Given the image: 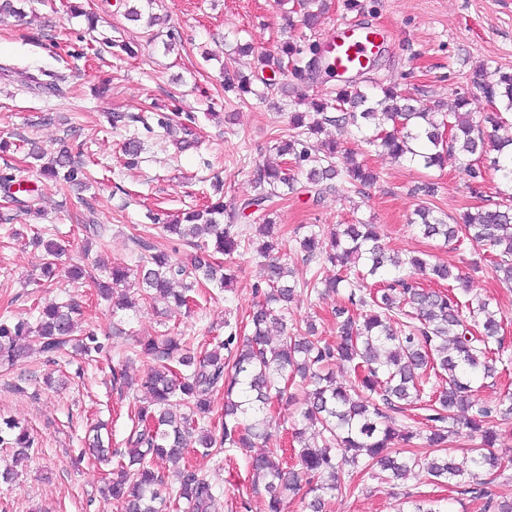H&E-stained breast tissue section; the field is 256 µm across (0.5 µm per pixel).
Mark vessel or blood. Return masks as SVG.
<instances>
[{
  "label": "vessel or blood",
  "mask_w": 512,
  "mask_h": 512,
  "mask_svg": "<svg viewBox=\"0 0 512 512\" xmlns=\"http://www.w3.org/2000/svg\"><path fill=\"white\" fill-rule=\"evenodd\" d=\"M329 66L338 82L364 71L382 48V34L369 25L348 19L333 28L326 39Z\"/></svg>",
  "instance_id": "obj_1"
}]
</instances>
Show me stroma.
<instances>
[{
  "label": "stroma",
  "mask_w": 512,
  "mask_h": 512,
  "mask_svg": "<svg viewBox=\"0 0 512 512\" xmlns=\"http://www.w3.org/2000/svg\"><path fill=\"white\" fill-rule=\"evenodd\" d=\"M329 10L316 31L304 28L301 16L278 6L277 0H155L153 11L166 17V31L176 46L165 51L144 23L128 21L122 0H26L25 14L0 21V171L9 169L21 192L0 188V320H34L36 306L72 300L82 311V326L108 338L109 357L87 361L63 354L46 362L30 353L9 370L0 368V414L18 419L39 444L37 452L8 483L0 481V512H117L100 494L103 465L84 455L85 436L92 425L105 422L112 448L125 445L131 418L145 396L139 383L148 373V359L134 352L138 337L182 334L198 348L223 336L225 322L246 326L260 282V240L254 230L261 213L249 216L245 240L224 267L231 276L226 288L197 286L190 309L166 299L147 300L131 311L113 312L97 296L92 277L102 266L136 268L141 254L134 240L148 238L166 246L161 225L199 210L214 199L213 182L224 186L231 204L253 192L257 164L275 161L277 141L291 134L290 115L310 112L320 98L336 95L337 84L325 71L299 82L285 76L287 92L239 98L224 89L225 71L250 73L253 57L238 55L237 44L275 52L288 38L322 41L328 30L348 17L346 0H328ZM356 13L387 35L384 52L373 62L371 78L398 84L430 112L449 111L459 92L471 93L470 109L483 119L491 107L475 93L476 73L483 68L512 69V0H357ZM93 12L97 26L85 16L71 17L70 6ZM132 53H124L122 44ZM42 61L61 73L52 90H25L17 70ZM53 113L42 123L40 115ZM143 115L136 131L143 150L137 166L126 164L122 147L124 116ZM186 125L194 146L178 151L159 137L160 122ZM322 139L344 144L354 158L377 175L369 188L337 183L334 192L315 198L308 191L275 199L271 205L276 232L288 254L297 281L313 270L303 260L295 239L314 225L330 239L340 225L358 221L378 225L390 253L408 258L421 253L462 268L452 246L424 239L409 223L420 197L413 190L432 177L438 192L430 199L436 216L456 217L499 200L504 188L498 175L486 171L472 186L455 159L430 170L398 163L336 127H325ZM55 153L61 143L74 145L93 179L83 195L40 176L26 159L27 140ZM37 189L44 219L30 223L20 215L27 189ZM91 211L95 223L108 227L105 241L86 245L78 222ZM66 249L62 261L85 269L81 280L41 272L42 251L31 245L34 229ZM467 291L497 303L504 314L502 335L510 363L498 365L494 378L484 380L482 399L494 401L512 393V287L502 284L491 265L470 273ZM337 297L297 294L290 323L315 321L318 334L335 341L332 310ZM123 363L134 387L113 385L110 368ZM253 449L229 450L222 456L192 454L185 462L220 489L224 512H246L259 506L248 470ZM439 499L450 512H480L479 503L452 496L426 473L401 484L358 475L336 492L329 512H400L405 499Z\"/></svg>",
  "instance_id": "1"
}]
</instances>
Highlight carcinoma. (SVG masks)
I'll return each instance as SVG.
<instances>
[{"mask_svg":"<svg viewBox=\"0 0 512 512\" xmlns=\"http://www.w3.org/2000/svg\"><path fill=\"white\" fill-rule=\"evenodd\" d=\"M303 24L317 28L328 6L326 0H300ZM321 46L286 41L275 55L258 57L257 69L275 75L291 73L307 81L319 69ZM33 74L31 83L51 88L62 79L58 71L46 66H25ZM258 74H227L224 88L238 95L253 93L252 78ZM475 87L495 108L486 116L488 132L473 120L470 96L455 98L450 112L435 116L415 105V99L397 86L371 82V88L346 85L335 99L320 101L313 112L291 115L293 133L276 146L281 157H292L305 176L304 187L317 196L335 189L342 175L365 187L376 175L352 157L344 156V166L337 159L342 151L334 140L318 148L309 143L327 125L351 128L364 141L385 152L397 162H407L424 169L443 165L454 157L470 178L482 177L479 163L496 155L490 168L512 183V139L495 135L502 112H512V70H481ZM30 158L48 162L43 172L72 187H83L88 174L68 147L48 158L36 143H30ZM298 181L285 169L269 164L257 167L254 193L224 207L221 198L186 216V223L163 225L164 231L182 240L204 235L213 240V250L231 255L239 247L241 230L236 225L245 211H268L269 202L283 196L281 190L297 191ZM418 231L426 239L469 243L481 247V260L493 263L500 280L512 285V206L494 203L466 212L448 223L422 205L415 210ZM268 237L259 252L267 258L263 278L265 287L255 286L262 297L249 314L251 334L242 336L230 322L224 323V338L198 355L182 336H162L137 341L139 353L152 361L151 372L141 386L147 390V404L134 413L127 436L128 448L119 452L126 459L118 476L105 484L102 494L113 500L120 512H166L174 506L183 512H219L216 488L192 467L179 471V482L172 497L164 495L163 476L151 468L157 458L177 462L189 448L209 451L213 448H253L269 439L266 422L282 402L285 388L281 382L302 380L303 419L320 426L321 442L310 443L303 432L295 430L300 471L285 469L275 460L277 448L249 460L254 481L263 483V512H283L286 497L299 490L300 482L309 486L310 499L303 503L305 512H326V495L341 489V474L346 468L377 467L387 481L406 480L419 468L438 483L456 487V492L481 503L483 512H512V497L495 487L502 459L493 451L496 437L490 429L496 418L512 413V395L494 404L478 396L477 384L492 376L494 356L505 353L501 336L502 312L485 299L474 297L461 301L448 288L427 289L420 279L446 282L454 278L448 265L413 256L408 262L387 253L373 224H346L325 247L315 233L304 236L299 247L305 260L324 259L345 267L362 265L364 271L305 284L310 292L338 294L341 302L334 311L336 343L307 332L288 333V303L297 291L290 280L292 270L271 253L278 243L273 240V224L268 218L259 225ZM149 257V265L139 271V291L143 298L160 295L179 306L189 304L198 279L224 286L227 276L222 267L205 256L190 264L173 258L150 239L135 240ZM44 247L47 261L42 268L50 275L57 269L62 248L57 243L35 237ZM129 270L114 267L111 284L98 285L100 296L114 295L129 286ZM182 284L179 291L172 285ZM78 304L48 303L39 311L35 324L19 320L0 323V367H11L23 355L24 341L37 337L39 351L47 358L70 348L90 357L106 352L107 345L94 332L75 337L78 329ZM279 326L278 342L268 336L270 325ZM340 367L354 377L345 387L337 383L334 368ZM224 391V428L221 435L200 426L212 413V398ZM425 403L429 414L421 426L398 421L407 407ZM466 428L481 436V447L471 448L457 458L447 453L448 435ZM444 454L425 463L406 449L414 440ZM405 447L397 448L395 444ZM0 445L14 449L13 464L18 465L35 452L38 443L28 430L10 416L0 415ZM90 454L102 464L112 462V449L103 445L101 435L89 442Z\"/></svg>","mask_w":512,"mask_h":512,"instance_id":"carcinoma-1","label":"carcinoma"}]
</instances>
